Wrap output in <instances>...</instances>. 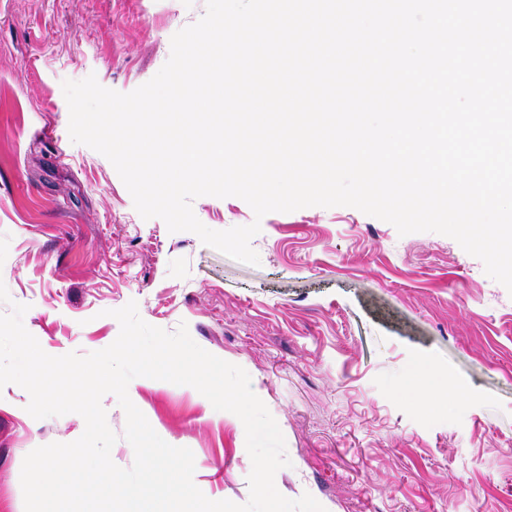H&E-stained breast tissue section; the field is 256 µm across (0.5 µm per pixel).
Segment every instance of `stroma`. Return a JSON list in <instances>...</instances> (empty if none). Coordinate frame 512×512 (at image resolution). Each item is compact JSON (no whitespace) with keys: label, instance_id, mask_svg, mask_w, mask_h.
I'll return each instance as SVG.
<instances>
[{"label":"stroma","instance_id":"35a3bbf8","mask_svg":"<svg viewBox=\"0 0 512 512\" xmlns=\"http://www.w3.org/2000/svg\"><path fill=\"white\" fill-rule=\"evenodd\" d=\"M206 0H0V282L27 305L49 355L104 349L112 310L186 324L241 366L277 421L285 497L326 512H512V294L452 238L399 236L346 206L265 215L238 262L191 232L143 219L111 162L68 133L62 83L96 75L129 93ZM213 230L251 224L241 198L203 196ZM133 403L167 443L192 450L212 500L249 498L243 425L195 389L133 379ZM457 393L455 400L445 390ZM20 386L0 388V512H24L25 456L84 432L44 419Z\"/></svg>","mask_w":512,"mask_h":512}]
</instances>
